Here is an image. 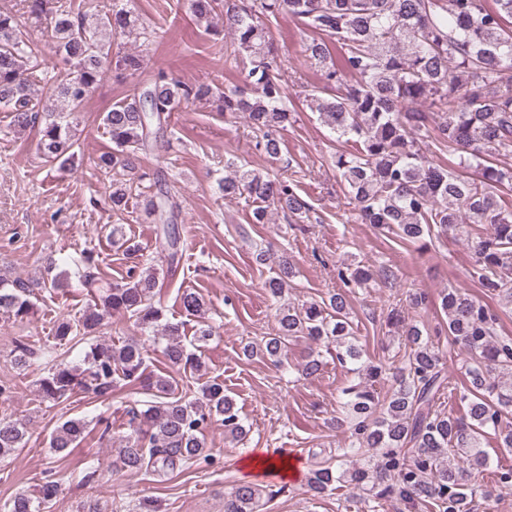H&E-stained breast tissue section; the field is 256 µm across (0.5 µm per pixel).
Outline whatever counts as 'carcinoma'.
Masks as SVG:
<instances>
[{
    "instance_id": "cac0c4a2",
    "label": "carcinoma",
    "mask_w": 512,
    "mask_h": 512,
    "mask_svg": "<svg viewBox=\"0 0 512 512\" xmlns=\"http://www.w3.org/2000/svg\"><path fill=\"white\" fill-rule=\"evenodd\" d=\"M189 0L198 25L209 35L220 31L221 16L231 35L228 57L249 62L244 84L184 83L160 68L148 83L134 88L102 114L112 148L91 161L102 175L120 167L139 166L140 154L164 136L171 114L183 105L220 102L224 119L244 115L259 134L256 147L281 158V134L292 112L284 81V61L275 49L264 19L286 13L310 32L304 53L319 72L321 84L307 94L308 107L336 134L340 149L333 165L347 188L363 224L426 248L452 235L477 232L475 264L469 272L489 299L512 303V0ZM22 12L0 10V112L15 131L35 130L43 162L71 169L78 158L71 115L81 108L100 80L142 68L139 50L112 52L102 38L136 33L142 43L155 31L140 23L128 4L118 0H22ZM52 42L64 67L45 71L44 48ZM460 153L456 166L427 156L421 144L429 137ZM230 173L218 181L224 198L244 197L256 204L253 222L263 224L273 207L285 220L308 217L311 205L297 185L244 164L227 162ZM132 184L112 180L108 199L114 211L127 206ZM144 212L156 224L160 252L173 261L180 252L179 205L162 184L144 195ZM121 284L103 282L94 272L92 253L80 256L79 286L94 298L73 320H63L55 339L70 342L93 335L104 316L120 314L142 330L162 326L168 342L162 350L174 367L197 372L201 357L181 343L183 324H159L162 309L154 303L159 288L156 268L142 267L138 248ZM288 256L278 260L264 288L277 302L278 335L265 344L280 357L287 340L304 337L319 345L336 343V359L351 364L354 378L342 389L348 442L336 449V464L319 461L310 469L308 486L324 494L342 483L358 492L355 503L377 512L380 500L407 504L423 501L435 512H473L475 496L491 499L483 488L490 459L482 448L492 432L500 446L512 449V336L499 332V313L491 304L460 288L439 294L448 335V353L412 325L406 330L404 354L393 364L394 384L375 388L386 368L363 360L343 294L301 305L281 302L293 277ZM28 282L0 274V311L22 322L34 315ZM190 315L200 316L204 303L186 290L179 298ZM465 382L452 381L446 365L455 346ZM35 386L44 401L59 403L80 393L108 398L114 388L140 387L150 396L147 407L128 410L132 427L119 458L131 472L164 475L178 468L212 462L205 430L215 417L232 436L242 433L239 416L224 385L209 381L202 398L175 394L170 378L147 371L149 353L137 340L119 347L92 342L83 364L57 362V348H45ZM448 393L465 413L439 409ZM87 423L70 418L57 425L49 447L62 453L84 438ZM25 427L0 418V459L24 447ZM494 487L512 491V467L496 471ZM58 493L47 478L38 494H18L3 512H41ZM260 491L252 484L235 486L224 512H259Z\"/></svg>"
}]
</instances>
